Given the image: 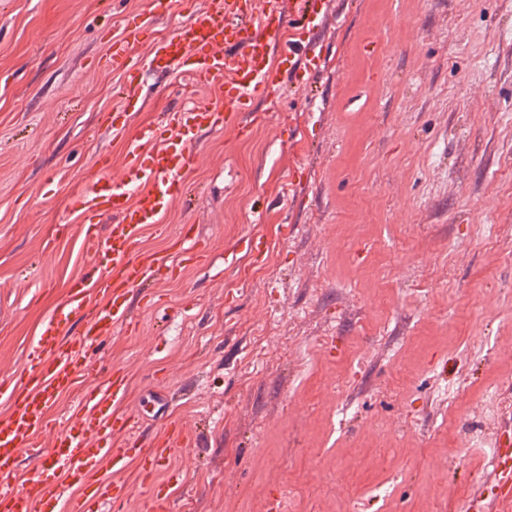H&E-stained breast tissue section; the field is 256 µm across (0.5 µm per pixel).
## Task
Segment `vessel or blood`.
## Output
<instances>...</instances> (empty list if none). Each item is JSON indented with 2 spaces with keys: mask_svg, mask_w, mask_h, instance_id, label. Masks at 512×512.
<instances>
[{
  "mask_svg": "<svg viewBox=\"0 0 512 512\" xmlns=\"http://www.w3.org/2000/svg\"><path fill=\"white\" fill-rule=\"evenodd\" d=\"M294 15L271 0H193L188 21L169 36L149 40L145 58H133L124 42L112 44L105 64L124 71L126 100L136 103L137 80L148 71H185L193 85L218 89L221 102L169 113L163 124L129 133L127 123L114 117L113 137L126 142L127 165L112 177L107 158H100V177L73 197V208L84 223L112 215L107 236H88V253L97 274L92 285L76 282L69 290V313L88 311L79 335H66L56 316H48L30 343L24 378L0 380V396L8 410L0 415V512H101L110 505L121 512L129 496L127 484L103 477L104 467L123 470L129 459L140 460L139 477L150 484L160 463L181 442L177 427L168 428L157 443L125 448L112 441L114 433L132 434L136 423L121 412L129 380L113 370L106 384L79 389L80 378L99 370L95 350L120 326L132 327L128 307L131 289L144 287L166 257L136 253L139 234L160 224L169 204L180 198L197 160L200 133L224 126L248 129L254 99L269 96L275 80L276 44L289 24L300 30L322 25L323 0H297ZM184 260L198 259L200 243L194 225L184 226L177 245ZM77 392L71 412L51 447L33 445L46 429L57 398ZM45 458L37 476L16 487L22 456ZM489 465L490 494H478L468 512H512V447L497 439Z\"/></svg>",
  "mask_w": 512,
  "mask_h": 512,
  "instance_id": "1",
  "label": "vessel or blood"
}]
</instances>
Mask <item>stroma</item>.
Segmentation results:
<instances>
[{
    "label": "stroma",
    "instance_id": "obj_1",
    "mask_svg": "<svg viewBox=\"0 0 512 512\" xmlns=\"http://www.w3.org/2000/svg\"><path fill=\"white\" fill-rule=\"evenodd\" d=\"M149 0H0V377L89 271L72 196L126 161L130 131L210 95L178 71L100 66ZM317 48L239 133L200 135L191 196L146 228L195 225L202 260L159 274L123 369L174 512H459L512 424V0H326ZM260 242V252L247 241Z\"/></svg>",
    "mask_w": 512,
    "mask_h": 512
}]
</instances>
